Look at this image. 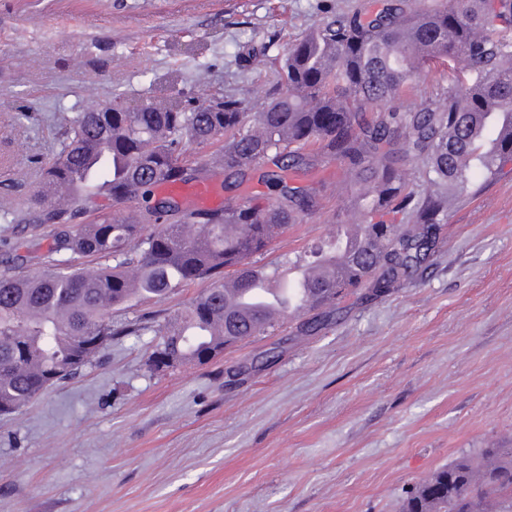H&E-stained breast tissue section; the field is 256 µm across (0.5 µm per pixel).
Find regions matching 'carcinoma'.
I'll return each instance as SVG.
<instances>
[{
	"mask_svg": "<svg viewBox=\"0 0 512 512\" xmlns=\"http://www.w3.org/2000/svg\"><path fill=\"white\" fill-rule=\"evenodd\" d=\"M459 59L467 70L438 93L443 103L394 105L422 71ZM269 62L280 84L254 104L222 93L184 99L173 75L140 104L116 95L110 112H74L56 128L33 197L20 205L0 196V222L54 227L42 268L18 247L0 261V413L93 364L116 336L150 331L179 363L202 364L273 333L284 318L303 319L299 331L313 335L348 297L388 295L417 277L475 177L512 161V0H438L424 9L377 0L312 25ZM214 140L222 145L205 157L189 154ZM411 159L423 163L421 192L407 182ZM329 162L340 166L361 219L300 265L318 277L315 287L291 288L251 258L316 206L319 189L289 186L286 172ZM216 170L230 185L256 172L270 194L189 213L152 199L161 182ZM100 199L145 206L119 216ZM80 210L92 220L70 223ZM89 258L110 263L89 268ZM256 276L288 292L283 317L228 288ZM205 280L211 287L170 316L112 322L114 310ZM401 512H512V448L439 468Z\"/></svg>",
	"mask_w": 512,
	"mask_h": 512,
	"instance_id": "obj_1",
	"label": "carcinoma"
}]
</instances>
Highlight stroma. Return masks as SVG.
Here are the masks:
<instances>
[{
  "instance_id": "obj_1",
  "label": "stroma",
  "mask_w": 512,
  "mask_h": 512,
  "mask_svg": "<svg viewBox=\"0 0 512 512\" xmlns=\"http://www.w3.org/2000/svg\"><path fill=\"white\" fill-rule=\"evenodd\" d=\"M353 0H0V192L27 198L74 112L268 91L263 56ZM336 165L257 265L286 271L357 223ZM418 277L312 336L294 325L151 371L152 335L0 415V512H399L407 491L512 448V163L448 215Z\"/></svg>"
}]
</instances>
